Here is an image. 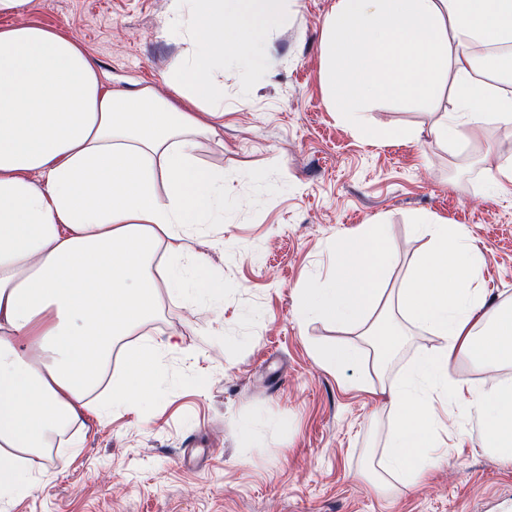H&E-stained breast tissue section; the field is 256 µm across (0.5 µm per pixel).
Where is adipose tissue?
<instances>
[{
  "mask_svg": "<svg viewBox=\"0 0 512 512\" xmlns=\"http://www.w3.org/2000/svg\"><path fill=\"white\" fill-rule=\"evenodd\" d=\"M287 2L171 0L165 34L192 50L170 68L168 99L148 86L106 89L80 42L55 30L0 26L1 505L36 489L39 449L73 423L156 394L159 345L122 342L149 322L161 292L201 306L223 300V279L204 277L188 243L193 227L224 221V173L195 157L198 136H218L224 115V88L210 74L227 62L256 67L269 50L261 30ZM511 43L512 0H336L325 54L338 70L326 97L370 142L405 138L364 117L388 99L440 110L439 140L476 141L490 124H512V96L481 78L471 49ZM414 230L428 246L396 295L381 287L394 252L376 221L337 244L335 276L302 289L296 310L301 322L385 325L380 366L406 325L438 336L387 391L395 425L382 467L408 489L444 461L432 452L438 389L465 396L484 422L482 448L512 462V381L498 376L512 365V300L488 301L486 260L464 225L426 217ZM118 352L123 369L105 380ZM467 358L486 382L450 376Z\"/></svg>",
  "mask_w": 512,
  "mask_h": 512,
  "instance_id": "1",
  "label": "adipose tissue"
}]
</instances>
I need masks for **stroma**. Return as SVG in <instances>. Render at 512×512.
I'll return each instance as SVG.
<instances>
[{
  "label": "stroma",
  "mask_w": 512,
  "mask_h": 512,
  "mask_svg": "<svg viewBox=\"0 0 512 512\" xmlns=\"http://www.w3.org/2000/svg\"><path fill=\"white\" fill-rule=\"evenodd\" d=\"M334 2L288 0L262 71L212 73L223 125L199 137L196 157L224 172V221L201 225L192 247L223 278V304L195 312L161 293L144 328L167 347L158 394L140 413L74 424L77 447L45 449L40 485L10 512H512V465L480 447V423L442 392L433 399L447 463L413 491L370 477L393 416L363 387L397 381L436 336L408 328L382 376L368 359L333 373L317 351L368 343L295 318L301 289L333 277L336 241L375 219L394 245L383 288H401L426 247L413 226L430 215L469 228L491 299L512 298V184L487 189L489 168L512 156V126L451 148L431 133L438 112L390 100L366 118L410 142L361 138L323 92ZM169 17L170 0H29L5 22L79 40L107 89L149 86L167 98V71L191 50L164 37Z\"/></svg>",
  "instance_id": "obj_1"
}]
</instances>
